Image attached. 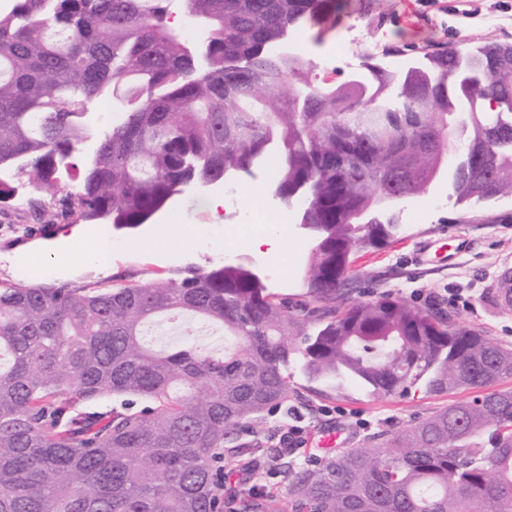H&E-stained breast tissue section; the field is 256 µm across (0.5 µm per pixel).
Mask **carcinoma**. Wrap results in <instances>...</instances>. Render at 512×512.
<instances>
[{"label":"carcinoma","mask_w":512,"mask_h":512,"mask_svg":"<svg viewBox=\"0 0 512 512\" xmlns=\"http://www.w3.org/2000/svg\"><path fill=\"white\" fill-rule=\"evenodd\" d=\"M0 171L51 192L62 216L147 223L203 181L279 158L273 193L311 238L302 314L248 265L149 286L0 281V512H224V445L288 400L290 370L341 390L404 397L479 390L310 467L285 466L290 500L243 512H512V348L390 295L351 297V256L394 238L399 206L448 175L455 203L512 197V43L462 40L395 73L376 64L316 87L293 32L336 24L345 0H5ZM112 102L97 132L86 108ZM358 213L368 223L353 224ZM177 317L224 329L151 349ZM112 396L147 406L83 411Z\"/></svg>","instance_id":"carcinoma-1"}]
</instances>
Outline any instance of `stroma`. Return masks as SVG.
<instances>
[{
	"label": "stroma",
	"instance_id": "stroma-1",
	"mask_svg": "<svg viewBox=\"0 0 512 512\" xmlns=\"http://www.w3.org/2000/svg\"><path fill=\"white\" fill-rule=\"evenodd\" d=\"M305 51L311 64V82L319 87L338 85L352 74L344 62L336 73L325 77L320 64L335 51L359 57L361 63L388 67L389 52H399L398 68H406L419 51L465 38L474 43L487 40L512 43V0H350L346 13L324 35L306 31ZM384 53H375V44ZM276 162L245 178L236 209L238 212L284 208L272 192ZM204 192L175 198L151 223L134 231L116 230L112 237L119 248L112 262L99 266L86 262L78 252H60L56 242L59 225L35 226L23 203L38 199L54 205L51 195L23 186L18 196L0 201V253L9 263L0 264V280L26 283L25 269L53 266L60 280L76 286L149 284L161 279H179L188 269H210L225 259L255 257L271 292L288 300L291 312L306 303L303 266L311 247L295 222L279 225L286 239L288 263L282 278L272 275L274 261L268 255H252L246 235L235 229L234 219H224L227 231L218 235L209 249H189L181 240L186 228L203 229L214 220L203 203ZM485 211L502 215L498 224H474L464 207L448 198L447 181L435 183L426 193L403 205L392 242L383 249L359 254L354 264L353 298L366 300L391 293L411 304L444 312L452 321L472 326L494 342L512 348V309L497 302L499 275L512 268V198L485 203ZM161 240L156 251L144 252V240ZM471 391L431 395L414 388L403 398L369 397L354 386L335 391L309 381L301 372L291 378L288 400L267 412L257 432H243L242 442H261L280 448V438L292 427L303 429L304 445L299 453H284V460L315 464L323 452L317 446L319 432L337 424L348 427L350 445L364 448L371 437L402 429L455 402L469 400ZM235 499L252 496L266 499L287 496L289 484L275 464L258 459L252 467L231 463Z\"/></svg>",
	"mask_w": 512,
	"mask_h": 512
}]
</instances>
